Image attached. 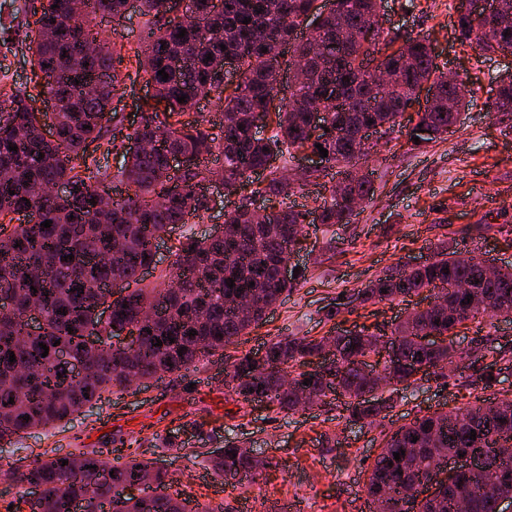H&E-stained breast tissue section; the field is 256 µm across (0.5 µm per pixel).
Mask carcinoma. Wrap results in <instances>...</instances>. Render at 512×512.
I'll return each mask as SVG.
<instances>
[{
	"instance_id": "carcinoma-1",
	"label": "carcinoma",
	"mask_w": 512,
	"mask_h": 512,
	"mask_svg": "<svg viewBox=\"0 0 512 512\" xmlns=\"http://www.w3.org/2000/svg\"><path fill=\"white\" fill-rule=\"evenodd\" d=\"M127 2L40 0L21 39L34 63L33 86L13 87L0 102V218L14 221L8 236L0 237V296H10L16 310L14 317L0 315V439L68 422L105 394L128 388L131 378L146 383L224 355L226 344L245 335L297 286L298 279L281 278L280 268L299 245L304 224L348 222L357 205L373 195L370 179L353 170L359 158L353 150L356 137L384 124L391 133L405 127L409 140L417 137L418 145L429 144L448 134L469 106L448 80L436 75L428 39L409 37L395 49L389 33L368 28L381 0H338V10L327 15L317 0H221L218 9L213 0H138L146 20L129 57L101 38L90 21L92 16L122 18ZM498 15V23L458 18L461 43L484 53L512 47V0H499ZM246 17L251 22L243 23ZM347 26L360 41L339 48L338 33ZM182 29L186 33L179 38ZM311 40L323 46L315 58L309 56ZM91 44L96 48L89 54ZM291 46L294 55L307 57L306 69L285 87L282 58ZM227 59L238 62L236 86L228 94L220 77ZM366 60L388 72L386 85L370 82ZM126 62L147 75L156 99L154 105L145 104L140 125L125 135L152 143L142 153L118 141L122 119L110 111L124 84ZM161 69L168 80L158 76ZM429 80L436 87L433 103L403 123ZM183 94L180 103L177 97ZM38 96L53 100L49 138L31 106ZM309 98L317 99L327 128L316 137L312 111L298 107ZM202 100L223 104L218 139L200 129V117H190ZM108 111L112 140L106 152L123 155L118 175L131 192L105 203L110 173L87 154L86 145L103 138L101 120ZM490 111L502 124L512 121V78L499 86ZM266 112L275 120L271 135L263 139L252 128L256 115ZM318 144L328 150L319 176L333 171L346 185L342 195L331 185L329 196L304 214L286 203L294 183L283 174L284 167L270 160L291 158L301 147L316 152ZM215 152L223 158L221 166L200 164ZM177 155L199 164L174 172L169 161ZM207 182L240 195L239 204L224 213L228 230L201 240L185 238L165 281L141 285L153 242L209 210L203 193ZM56 183L68 185L74 194L35 192L38 185ZM257 196L278 201V208L260 221L248 204ZM47 220L51 226H41ZM70 254L74 258L64 260ZM461 280L476 284L485 296L482 310L468 311L466 297L450 287ZM435 288L446 304L415 309L387 332L360 329L350 336L272 341L261 353L236 358L225 386L241 402H267L289 413L301 409L297 387L305 384L317 404H338L347 422L371 426L392 411L399 393L430 376L445 378L448 365L465 358L474 364L490 351L488 336L472 338L469 350L459 351L449 340L456 329L478 318L512 317V267L488 279L479 264L459 262L445 242L428 262L396 268L347 300L364 306ZM239 299L252 302L253 318L239 317L233 308ZM32 304L40 307L44 322L39 333L25 337L23 315ZM105 308L112 309V320L102 324ZM127 328L142 336L134 349L112 341ZM92 334L104 336L96 348L84 340ZM43 344L49 347L45 357ZM387 346L425 370L392 366L383 357ZM499 356L512 363L507 350ZM368 358L378 368L375 379L365 371ZM75 361L83 364L87 378L73 379ZM498 361L478 369L481 389L496 385ZM509 443L512 397L495 402L492 413L475 403L417 415L386 437L363 492L377 512H454L461 499L468 501L470 512H497L498 496L512 495V455L501 452ZM224 450L212 460L218 476L245 475L255 483L270 467L230 434L224 437ZM401 451L404 455L394 459L393 453ZM470 453L483 457L481 467H447L448 458ZM105 469L113 471L108 480L100 478ZM8 475L20 487L41 486L50 512H77L88 497L106 505L133 479L149 477L167 487L166 474L136 455L109 465L86 452H68L12 467ZM185 509L181 493L162 491L128 500L124 512Z\"/></svg>"
}]
</instances>
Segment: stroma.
Masks as SVG:
<instances>
[{"mask_svg":"<svg viewBox=\"0 0 512 512\" xmlns=\"http://www.w3.org/2000/svg\"><path fill=\"white\" fill-rule=\"evenodd\" d=\"M33 0L15 15L0 16V84L31 78L30 57L17 46ZM457 0H388L384 28L391 35L428 37L441 65L456 68L471 90V105L447 137L417 148L406 134L372 137L369 160L374 195L347 224L306 226L290 262L303 277L263 323L197 369L105 395L70 422L0 440V512L21 494L6 476L10 467L78 449L102 459L142 456L167 469L172 486L202 505H229L233 512H369L362 485L381 449V434L427 411L464 408L476 398L512 391V369L502 389L469 385L458 371L430 378L420 390L401 393L381 425L358 428L336 407L286 413L237 402L224 389L226 360L263 350L281 336H323L368 326L385 329L406 310L426 307L423 296L326 313L337 298L364 287L396 266L429 258L439 241L473 255L512 264V130L488 110L505 62L461 44L455 31ZM206 193L213 203L204 218L190 220L158 242L155 269L146 284L171 269L181 236L204 237L224 222V191ZM271 458L266 479L231 483L215 475L211 459L226 430Z\"/></svg>","mask_w":512,"mask_h":512,"instance_id":"1","label":"stroma"}]
</instances>
